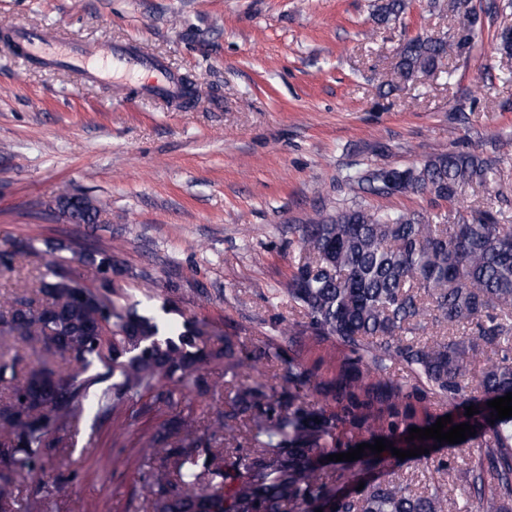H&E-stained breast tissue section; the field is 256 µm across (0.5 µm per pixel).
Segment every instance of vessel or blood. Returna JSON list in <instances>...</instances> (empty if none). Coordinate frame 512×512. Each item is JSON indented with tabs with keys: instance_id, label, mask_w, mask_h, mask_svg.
Segmentation results:
<instances>
[{
	"instance_id": "vessel-or-blood-1",
	"label": "vessel or blood",
	"mask_w": 512,
	"mask_h": 512,
	"mask_svg": "<svg viewBox=\"0 0 512 512\" xmlns=\"http://www.w3.org/2000/svg\"><path fill=\"white\" fill-rule=\"evenodd\" d=\"M30 58L45 67H60L77 71L92 82L111 83L118 78H129L144 69L163 72V64L130 45L83 42L63 36L45 37L35 31L20 33Z\"/></svg>"
}]
</instances>
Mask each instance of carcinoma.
<instances>
[{
	"instance_id": "1",
	"label": "carcinoma",
	"mask_w": 512,
	"mask_h": 512,
	"mask_svg": "<svg viewBox=\"0 0 512 512\" xmlns=\"http://www.w3.org/2000/svg\"><path fill=\"white\" fill-rule=\"evenodd\" d=\"M405 0H378L380 24L399 19ZM483 27L467 16L457 40L408 39L398 68L429 75L452 51L470 48ZM496 144L476 154L441 151L419 165L367 167L349 177L367 194L412 192L452 201L465 185L490 186ZM58 208L74 224H94L100 209L65 193ZM302 260L288 280V302L301 320L242 355L238 339L213 338L195 321L168 325L137 305L112 299L113 285L81 288L72 258L59 256L20 296L0 299V512L61 510L52 495L77 476L70 447L93 389L97 416L123 437L146 395L168 409L164 426L142 434L138 462L144 493L134 512H454L447 496L415 493L398 482L367 483L353 495L337 485L355 477L327 460L382 438L407 450L451 447L406 440L448 402L451 425L476 434L456 447L481 449L496 476L484 512H512V417L491 421L487 402L512 392V225L492 209L459 214L452 224L419 213L355 203L316 214L300 227ZM116 271L112 249L79 256ZM440 330L424 337L427 327ZM332 342L334 358L305 356ZM279 385L251 375L260 362ZM403 375H390L392 366ZM224 371V393L206 370ZM479 408L468 417L466 408ZM471 488L484 494L483 471Z\"/></svg>"
}]
</instances>
